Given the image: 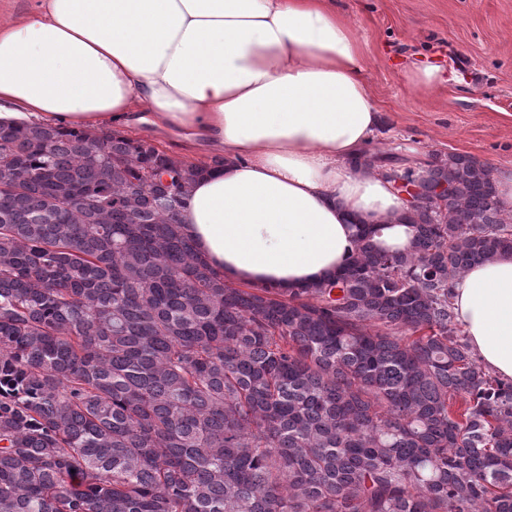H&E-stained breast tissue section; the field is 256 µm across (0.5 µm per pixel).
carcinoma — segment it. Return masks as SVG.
I'll return each mask as SVG.
<instances>
[{
    "instance_id": "1",
    "label": "carcinoma",
    "mask_w": 512,
    "mask_h": 512,
    "mask_svg": "<svg viewBox=\"0 0 512 512\" xmlns=\"http://www.w3.org/2000/svg\"><path fill=\"white\" fill-rule=\"evenodd\" d=\"M205 165L119 132L0 125V512H512V382L452 302L512 252L492 172L406 251L360 224L335 279L238 288L178 214Z\"/></svg>"
}]
</instances>
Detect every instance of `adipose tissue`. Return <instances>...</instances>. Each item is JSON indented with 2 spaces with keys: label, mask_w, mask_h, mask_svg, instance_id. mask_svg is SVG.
<instances>
[{
  "label": "adipose tissue",
  "mask_w": 512,
  "mask_h": 512,
  "mask_svg": "<svg viewBox=\"0 0 512 512\" xmlns=\"http://www.w3.org/2000/svg\"><path fill=\"white\" fill-rule=\"evenodd\" d=\"M0 122L145 124L223 155L179 220L229 282L327 280L360 224L382 250L414 236L406 201L361 160L380 112L336 0H34L0 13ZM454 305L480 363L512 381V253L473 265Z\"/></svg>",
  "instance_id": "ef3b65f1"
}]
</instances>
